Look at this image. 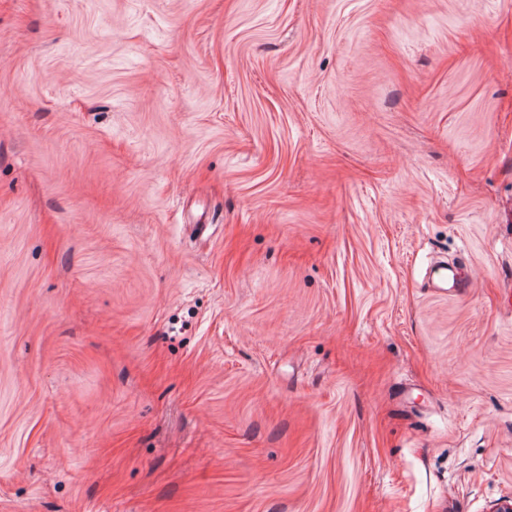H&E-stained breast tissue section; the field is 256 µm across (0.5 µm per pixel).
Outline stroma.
Wrapping results in <instances>:
<instances>
[{
	"label": "stroma",
	"mask_w": 512,
	"mask_h": 512,
	"mask_svg": "<svg viewBox=\"0 0 512 512\" xmlns=\"http://www.w3.org/2000/svg\"><path fill=\"white\" fill-rule=\"evenodd\" d=\"M510 496L512 0H0V512Z\"/></svg>",
	"instance_id": "obj_1"
}]
</instances>
